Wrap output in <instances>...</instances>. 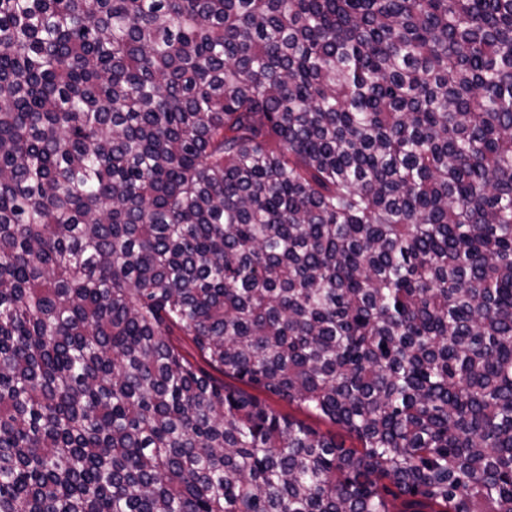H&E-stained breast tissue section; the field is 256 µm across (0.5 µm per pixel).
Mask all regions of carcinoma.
I'll list each match as a JSON object with an SVG mask.
<instances>
[{
    "instance_id": "cac0c4a2",
    "label": "carcinoma",
    "mask_w": 512,
    "mask_h": 512,
    "mask_svg": "<svg viewBox=\"0 0 512 512\" xmlns=\"http://www.w3.org/2000/svg\"><path fill=\"white\" fill-rule=\"evenodd\" d=\"M389 484L512 512V0H0V512ZM171 341L180 348L182 353L193 363L197 364L201 368L213 373L215 376L221 378L224 380V383L229 386H237L238 388L248 390L252 392L253 394L259 396L262 399H266L268 404L271 406L272 409H274L276 412L284 414V415H290L296 419L302 420L306 422L307 424L319 429L321 432L325 434H329L336 437V440L338 441H345L346 446H349L351 444V439L349 438L348 434L337 427L336 425L330 424L328 422H325L323 420H320L314 416H311L307 414L305 411L293 406L288 405V402L280 400L273 396H267L263 393H259L256 391H252L250 388L245 386L244 384L236 381L233 378L222 376L221 374H218L211 370V368L208 367V365L201 359L197 351L195 350L191 339L189 336H183L179 332H174L173 336H169Z\"/></svg>"
}]
</instances>
